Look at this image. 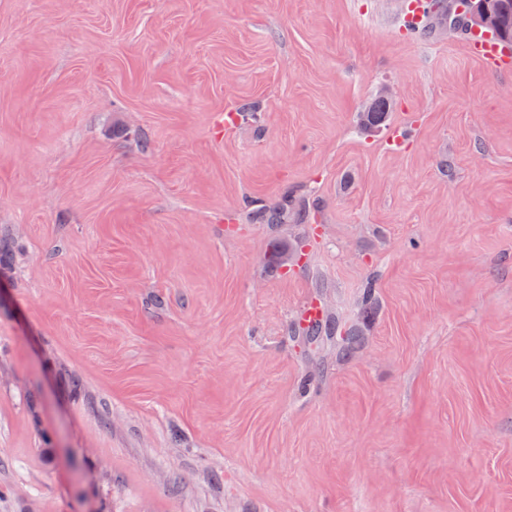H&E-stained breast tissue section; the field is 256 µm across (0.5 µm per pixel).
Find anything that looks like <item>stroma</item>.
<instances>
[{"instance_id":"stroma-1","label":"stroma","mask_w":512,"mask_h":512,"mask_svg":"<svg viewBox=\"0 0 512 512\" xmlns=\"http://www.w3.org/2000/svg\"><path fill=\"white\" fill-rule=\"evenodd\" d=\"M411 2L0 0V512H512V55Z\"/></svg>"}]
</instances>
